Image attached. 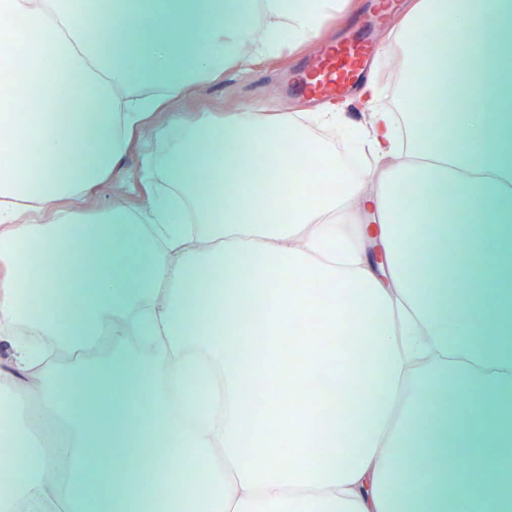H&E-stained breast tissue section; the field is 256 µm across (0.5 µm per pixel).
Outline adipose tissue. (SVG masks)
<instances>
[{"mask_svg": "<svg viewBox=\"0 0 512 512\" xmlns=\"http://www.w3.org/2000/svg\"><path fill=\"white\" fill-rule=\"evenodd\" d=\"M349 2L0 0V48L36 32L44 88L0 102V442L58 446L38 481L0 467L14 512H512V0H410L377 53L428 103L411 139L373 79L363 117L314 115L351 134L352 176L297 113L170 109ZM77 88L92 120L56 122ZM175 132L137 206L88 207Z\"/></svg>", "mask_w": 512, "mask_h": 512, "instance_id": "ef3b65f1", "label": "adipose tissue"}]
</instances>
